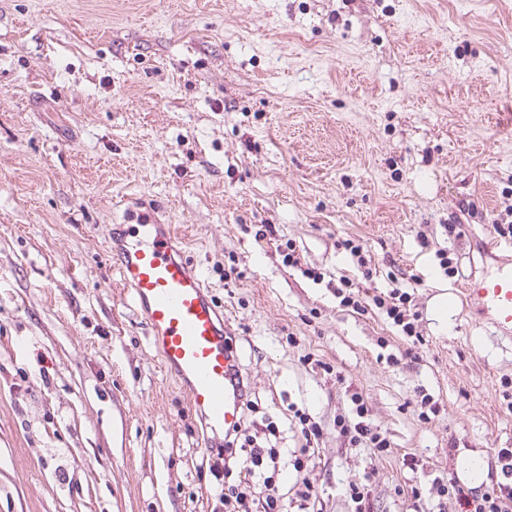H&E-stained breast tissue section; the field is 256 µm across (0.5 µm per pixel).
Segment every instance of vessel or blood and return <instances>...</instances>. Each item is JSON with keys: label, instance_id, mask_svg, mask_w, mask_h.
Listing matches in <instances>:
<instances>
[{"label": "vessel or blood", "instance_id": "1", "mask_svg": "<svg viewBox=\"0 0 512 512\" xmlns=\"http://www.w3.org/2000/svg\"><path fill=\"white\" fill-rule=\"evenodd\" d=\"M109 252L161 366L185 392L203 427L204 448L223 442L238 422L242 388L233 379L235 337L211 286L180 247L172 224L146 206L134 223L108 229ZM460 297L503 337L512 336V269L469 279Z\"/></svg>", "mask_w": 512, "mask_h": 512}]
</instances>
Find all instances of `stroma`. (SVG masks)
Instances as JSON below:
<instances>
[{
  "label": "stroma",
  "mask_w": 512,
  "mask_h": 512,
  "mask_svg": "<svg viewBox=\"0 0 512 512\" xmlns=\"http://www.w3.org/2000/svg\"><path fill=\"white\" fill-rule=\"evenodd\" d=\"M143 194L224 308L269 447L292 463L294 409L321 423V512L360 478L374 512L438 476L492 488L512 341L439 310L499 269L479 241L512 208V0H0V512H210L198 416L107 254ZM346 239L373 287L413 283L415 359L340 305ZM355 394L390 453L339 436Z\"/></svg>",
  "instance_id": "obj_1"
}]
</instances>
